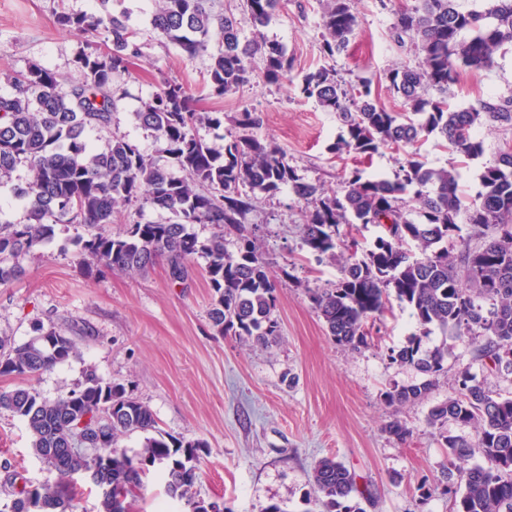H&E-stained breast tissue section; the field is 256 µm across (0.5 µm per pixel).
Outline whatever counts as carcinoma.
<instances>
[{"label":"carcinoma","mask_w":512,"mask_h":512,"mask_svg":"<svg viewBox=\"0 0 512 512\" xmlns=\"http://www.w3.org/2000/svg\"><path fill=\"white\" fill-rule=\"evenodd\" d=\"M207 0H157L152 25L158 36L193 58L208 51L214 34L222 46L211 56L207 83L224 96L237 91L252 76L251 60L263 63L270 84L288 80L293 59L286 49L265 39L281 0H241L254 37L241 43L235 15L215 16ZM390 40L412 45L418 65L401 62L391 68L388 90L402 101L404 111L392 112L364 78L349 89L325 67L308 73L301 87L307 98L336 113L342 133L332 151L371 157L382 149L403 154L391 177L367 176L360 168L344 176L341 191L299 181L288 153L271 142L247 135L215 153L193 133L205 121L219 129L224 113L200 115L183 84L164 79L137 112L141 125L152 131L162 151L179 169L172 175L146 158L129 141L112 140L102 152L91 149L87 132L112 122V74L128 70L140 53L135 33L110 13L55 12V23L68 33L103 30L112 48L78 58L84 80L63 86L56 74L37 63L7 76L10 97H0V177L21 162L31 179L18 196L27 202L28 222L0 225V286L20 278V256L33 252L54 235L57 224H77V256L91 269L146 272L161 259L169 280L183 284L191 262L206 259V273L215 291L209 319L215 332L235 330L258 345L280 335L276 283L254 241L241 235L238 254L224 248L227 225H242L256 194L273 196L292 184L306 201L303 244L320 258L338 257L339 227L360 232L370 224L384 226L361 260L340 261V278L332 288L310 290L312 307L337 344L357 347L367 341V320L383 312L390 297L405 304L424 329L466 328L477 340V358L490 360L498 371L512 375V146L500 152L481 175L480 189L463 202L456 169H434L422 160L417 146L428 136L439 145L471 159L483 151L474 128L512 127V97L489 95L467 109L448 102V85L460 68L482 70L495 63L497 50L512 42V0H489L483 11L462 10L457 0H401L392 10ZM357 26L351 0H326L322 15L321 52L333 58L343 53ZM128 210L127 229L107 230L115 209ZM174 213L179 221L154 224L140 220L144 207ZM484 230L485 242L462 252L460 263L450 258L448 241L460 231L458 219ZM189 224L218 228L206 240L188 231ZM33 340L15 345L0 336V376L31 378L53 369L75 353L68 336L38 329ZM422 336L408 337L393 360L416 367L427 376L418 384L394 385L384 393L398 408L424 399L443 370L448 347L421 350ZM0 408L21 418L32 437L34 454L57 474L43 486L51 500L48 512H69L81 490L92 485L100 512H132L144 477L160 470L167 494L184 502L187 512H224L215 501L193 493L197 482L200 442L166 437L150 406L130 396L121 384L102 382L89 370L82 386L57 400H47L28 385L0 391ZM112 414L101 435L79 440L76 423L85 415ZM452 421L473 426L476 439L444 437L448 448V492L459 495L455 512H512V397H494L472 377L463 375L455 394L434 406L428 423ZM137 432L153 433L133 455L118 448L119 440ZM485 464L464 468L459 462L473 449ZM112 455V471H92L94 455ZM18 473L5 470L0 483L11 496L7 512H30L25 490L14 491ZM358 492L355 475L334 457L313 468V493L320 512H363L348 501Z\"/></svg>","instance_id":"cac0c4a2"}]
</instances>
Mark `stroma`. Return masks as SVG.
I'll return each instance as SVG.
<instances>
[{
    "mask_svg": "<svg viewBox=\"0 0 512 512\" xmlns=\"http://www.w3.org/2000/svg\"><path fill=\"white\" fill-rule=\"evenodd\" d=\"M61 8L111 13L137 34L139 56L128 71L112 76L117 101L112 123L88 134L95 150L122 137L153 162L168 165L154 133L136 118L166 76L187 87L200 111L223 113V127L202 123L195 128L214 151H223L238 136L233 117L248 108L261 117L251 136L283 148L304 180L336 189L344 171L354 167L386 175L397 167L395 154L387 150L369 160L333 154L340 122L300 92L306 73L326 67L349 85L363 77L377 80L382 102L402 111L400 99L387 89L386 74L395 61L414 60L415 53L390 41L392 13L378 0H353L357 29L347 50L332 59L319 51L322 0H282L264 34L293 57L288 82L268 85L256 73L250 83L223 97L210 94L205 85L219 41H212L208 52L187 58L155 32V0H0V96L12 92L5 75L33 63L45 65L67 84L80 83L84 74L78 57L105 50L104 33L59 30L54 12ZM487 95H512V43L498 50L493 67L461 71L448 87V100L459 109ZM479 134L484 152L465 162L438 146L433 136L420 148L428 166L460 170L468 198L475 196L482 172L496 162L500 149L512 145L510 128L483 127ZM29 178L22 162L0 181V224L26 223L27 209L16 191ZM305 207L286 187L274 197H259L246 217L278 285L275 315L281 334L269 345H253L230 331L215 333L208 316L212 290L204 258L194 259V273L182 285L170 283L162 263L146 274L92 272L76 256L78 228L71 224L56 225L50 241L19 257L23 275L0 287V336L19 345L41 328L70 336L75 355L31 378V386L54 400L78 388L89 369L103 381L123 384L128 394L151 407L162 432L200 442L195 491L200 498L224 502L231 512H265L273 503L283 512H319L308 497L313 467L330 456L355 473L364 512H452V496L437 485L448 466L444 438L472 441L476 431L451 421L430 426L428 413L455 392L462 372L504 397L512 395V375L478 361L470 334L434 328L422 347L448 348L439 383L426 399L394 412L384 392L425 379L415 367L389 357L418 326L409 309L393 299L382 314L368 320L365 346L352 350L328 335L308 291L333 287L339 265L308 253L302 242ZM396 416L412 431L407 442L385 430ZM31 443L25 423L0 409V465L11 466L34 484L55 482L56 474L34 455Z\"/></svg>",
    "mask_w": 512,
    "mask_h": 512,
    "instance_id": "stroma-1",
    "label": "stroma"
}]
</instances>
